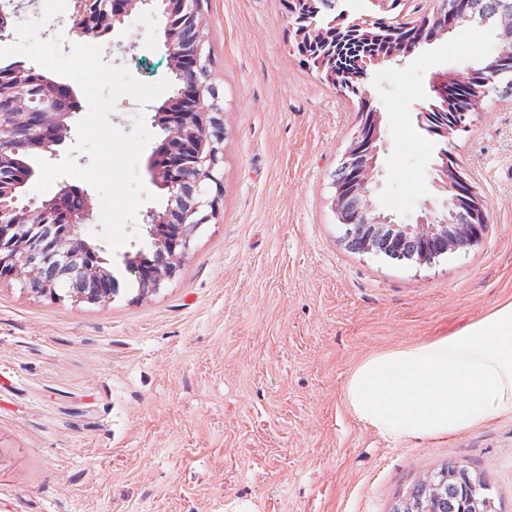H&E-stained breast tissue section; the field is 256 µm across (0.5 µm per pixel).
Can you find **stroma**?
I'll use <instances>...</instances> for the list:
<instances>
[{
  "mask_svg": "<svg viewBox=\"0 0 512 512\" xmlns=\"http://www.w3.org/2000/svg\"><path fill=\"white\" fill-rule=\"evenodd\" d=\"M227 136L219 213L175 277L129 285L137 239L105 250L104 304L0 284V512H391L433 470L463 463L512 512V412L438 438L358 421L346 384L364 359L450 335L512 300V97L489 96L453 152L488 204L471 247L432 263L350 252L334 175L358 103L300 64L282 0H202ZM162 16L105 36L104 61L171 79ZM465 24L373 69L382 115L378 209L411 222L445 194L421 123L430 79L493 53Z\"/></svg>",
  "mask_w": 512,
  "mask_h": 512,
  "instance_id": "1",
  "label": "stroma"
}]
</instances>
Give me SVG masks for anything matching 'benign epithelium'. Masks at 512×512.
<instances>
[{
  "instance_id": "1",
  "label": "benign epithelium",
  "mask_w": 512,
  "mask_h": 512,
  "mask_svg": "<svg viewBox=\"0 0 512 512\" xmlns=\"http://www.w3.org/2000/svg\"><path fill=\"white\" fill-rule=\"evenodd\" d=\"M383 19L364 16L348 20L347 29H372L371 23H384L382 31L392 35L401 30L408 36L400 41L401 50L379 57L382 65L397 57L415 55L420 47L430 44L461 25L462 21L477 19L474 0H434L438 6L429 15L419 18L399 14L390 17L387 0H374ZM161 12L165 18L164 47L170 69L177 74L189 69H200L205 63L203 47L205 36L200 23L201 0H75L69 17L68 34L79 42H95L106 34L120 33L144 15ZM502 16L507 18L500 27L495 54L480 62L482 72L490 83L499 76L512 72V0H503ZM310 21L306 14L288 17V32L293 42L302 41L306 30L298 25ZM401 24L395 29L391 22ZM195 32L187 41L183 33ZM336 45L330 38L321 42V56L317 61L320 72L331 75L330 66L336 64ZM474 77V66L466 65L457 72H437L431 79V90L441 100V106L454 111L460 122L446 130L444 135L467 126L473 114L479 112L484 100L480 94L468 93ZM65 90L76 98L72 87L45 77L19 64L8 73L0 71V281L7 279L21 283L31 291L62 298L57 287L42 276V268L50 265L65 273L76 274L93 282L83 292H69L75 303H106L112 300V270L100 256L103 247L88 231L93 217V204L87 191L78 193L85 200L83 209L71 212L63 207L60 197L37 201L26 197L25 186L32 173L22 160L27 151L57 156L71 131V119L79 111L56 112L49 108H35L32 103L49 98V92ZM381 113L364 98L347 159L348 179L335 183L333 209L338 223L372 239L380 227L390 230L394 245L407 238L417 239L423 250H428L440 239H447L448 225L453 223L456 208L466 207L472 218L473 234L460 249L474 245L481 238L488 221L487 207L482 196L462 174L460 163H448V154H438L434 165L436 186L447 193L441 209L427 204L411 223H397L390 215L377 210L372 195L380 174L378 158L383 144L380 135ZM153 126L164 130L158 154L163 165L150 160L151 181L169 194V205L162 211L151 209L145 216V230L152 239V258L141 261L140 255L127 256V272L140 282L144 292L159 290L164 281L176 275L190 252V227H200L217 216V205L222 196L219 175L223 163L224 139L227 135L222 112L211 98L210 86L192 79L180 85L178 97L169 110L157 112ZM195 180L196 202L187 210L181 204L183 183Z\"/></svg>"
}]
</instances>
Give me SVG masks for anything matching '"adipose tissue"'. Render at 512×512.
Returning <instances> with one entry per match:
<instances>
[{
  "label": "adipose tissue",
  "mask_w": 512,
  "mask_h": 512,
  "mask_svg": "<svg viewBox=\"0 0 512 512\" xmlns=\"http://www.w3.org/2000/svg\"><path fill=\"white\" fill-rule=\"evenodd\" d=\"M345 400L358 420L395 437L452 435L512 411V301L452 335L366 359Z\"/></svg>",
  "instance_id": "ef3b65f1"
}]
</instances>
